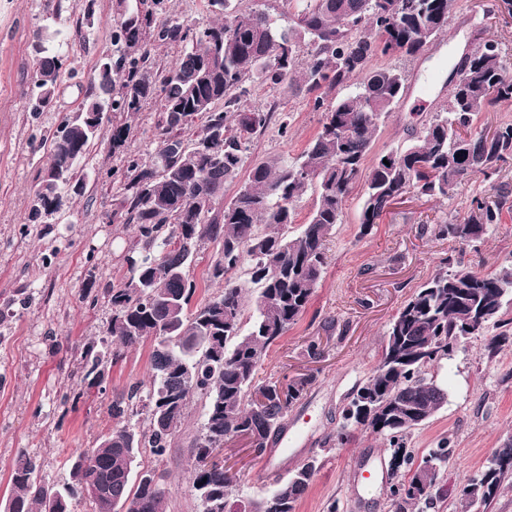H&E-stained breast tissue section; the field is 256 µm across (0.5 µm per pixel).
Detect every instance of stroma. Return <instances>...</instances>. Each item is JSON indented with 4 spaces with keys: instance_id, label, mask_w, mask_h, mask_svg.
Listing matches in <instances>:
<instances>
[{
    "instance_id": "35a3bbf8",
    "label": "stroma",
    "mask_w": 512,
    "mask_h": 512,
    "mask_svg": "<svg viewBox=\"0 0 512 512\" xmlns=\"http://www.w3.org/2000/svg\"><path fill=\"white\" fill-rule=\"evenodd\" d=\"M0 0V510L10 498V475L20 452L35 455L39 476L48 484L67 481L72 457L94 447L113 424L108 406L130 386L148 382L151 343L125 352L101 389L86 400L69 397L81 387L76 375L83 344L100 342L112 310L105 288L126 279L124 251L135 238L133 225L112 219L119 189L112 173L123 172L128 153L147 158L161 145L156 129L157 105L146 102L128 118L130 150L110 147V128L91 146L85 167L93 172L86 190L73 196L64 217L42 224L25 223L39 188L38 174L50 151L48 136L62 114L82 101L89 74L102 52L112 50V31L124 10H165L184 23L203 26L214 18L207 0ZM494 0H457L448 30L422 57L390 58L406 70L408 89L382 125L374 146L382 153L403 144L436 103L448 94L445 63L467 45L474 33L498 41L512 60V15L490 11ZM93 22H86V10ZM49 29L68 44L66 65L51 110L32 113L26 90L32 87L39 58L34 35ZM305 89L287 83L258 86L243 98L248 109H276L288 117V134L277 125L252 138L247 165L272 158L296 157L320 131L322 113L313 110ZM512 191V162L490 179L457 187L446 200L408 194L368 235L359 233L363 186L345 205L343 224L327 242L328 265L306 313L273 344L260 377L277 381L311 373L313 385L288 413L283 439L288 451L264 474L244 441L225 444L233 463L236 490L232 503L270 495L289 472L308 457L319 469L296 512H389L386 470L388 444L367 432L341 447L336 443L340 412L351 392L370 374L386 327L403 302L439 268L443 259L461 258L478 273L512 265V211L490 228L478 248L425 232L449 215H465L473 196L494 200L500 187ZM321 340L325 354L308 358V340ZM433 375L448 392V402L415 430L408 446L415 452L448 441L453 455L444 471L447 487L476 477L492 448L512 435V345L492 350L486 337L468 339L442 361ZM204 418L203 405L191 400L188 415L163 461L170 494L165 512H199L189 489L190 444ZM376 469L369 487L358 474Z\"/></svg>"
}]
</instances>
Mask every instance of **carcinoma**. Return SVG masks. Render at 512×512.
Listing matches in <instances>:
<instances>
[{
    "instance_id": "carcinoma-1",
    "label": "carcinoma",
    "mask_w": 512,
    "mask_h": 512,
    "mask_svg": "<svg viewBox=\"0 0 512 512\" xmlns=\"http://www.w3.org/2000/svg\"><path fill=\"white\" fill-rule=\"evenodd\" d=\"M230 0H208L224 15L205 27H191L163 14L138 23L123 16L112 42L119 49L93 70L77 110L62 116L51 135L41 185L26 218L44 221L81 193L90 173L82 161L102 126L112 124L110 144L125 147L130 126L114 124L110 113L133 115L156 100L158 151L145 160L131 154L121 175L114 217L132 224L136 240L124 262L129 278L105 289L112 319L101 345L81 353L86 388L101 385L121 350L153 342L149 387L134 385L109 406L116 420L99 443L79 452L70 480L49 485L38 480V464L18 454L14 489L5 512H75L87 500L94 512H164L162 475L139 461L144 453L164 458L173 447L191 398L205 413L193 442L190 492L200 512H227L235 491L219 457L224 443L256 438L255 458L265 456L284 427L288 411L315 381L311 374L265 383L259 370L272 344L306 312L327 266V239L343 223L344 205L366 175L359 216L366 235L389 212L396 196L414 192L446 199L454 189L489 177L512 160V122L491 131L476 128L478 116L512 103V65L495 40H484L460 63L459 80L448 98L395 151L385 165L381 153L366 165L381 124L403 98L407 76L374 59H411L425 52L448 26L455 0H284L287 24L266 10L226 12ZM168 44H185L175 67L155 70L146 30ZM38 60L31 111L53 106L65 54L50 34ZM357 90L340 94L354 78ZM298 81L315 93L313 109L325 112L320 131L299 157L261 162L228 201L224 185L234 181L254 135L269 127L274 110L241 111L251 83L277 86ZM172 139L190 149L170 152ZM316 197L308 220L294 233L295 204L309 190ZM512 196L474 198L463 217L432 225L440 239L482 241ZM218 245L208 278L221 291L191 307L197 283L191 271L204 241ZM257 288L245 302L239 280ZM512 267L479 274L452 260L443 263L390 320L378 359L341 412L340 445L357 430L369 431L393 447L395 482L390 512H415L422 500L447 496L442 468L453 455L442 441L422 456L407 450L406 438L448 400L431 368L485 329H499L494 349L512 338ZM148 414L143 429L131 419ZM318 470L312 457L289 472L269 496L244 512H296ZM95 478L107 486L104 498L85 494ZM512 478V436L490 453L478 475L455 489L462 512L486 508Z\"/></svg>"
}]
</instances>
